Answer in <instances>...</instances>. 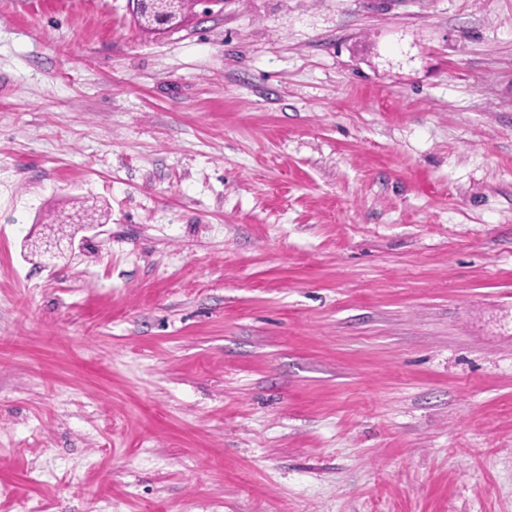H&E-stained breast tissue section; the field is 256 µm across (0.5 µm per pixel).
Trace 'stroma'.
<instances>
[{
  "instance_id": "35a3bbf8",
  "label": "stroma",
  "mask_w": 512,
  "mask_h": 512,
  "mask_svg": "<svg viewBox=\"0 0 512 512\" xmlns=\"http://www.w3.org/2000/svg\"><path fill=\"white\" fill-rule=\"evenodd\" d=\"M0 512H512V0H0ZM136 23L140 29L151 34H162L168 32L170 25L163 13L156 9H144L133 13Z\"/></svg>"
}]
</instances>
